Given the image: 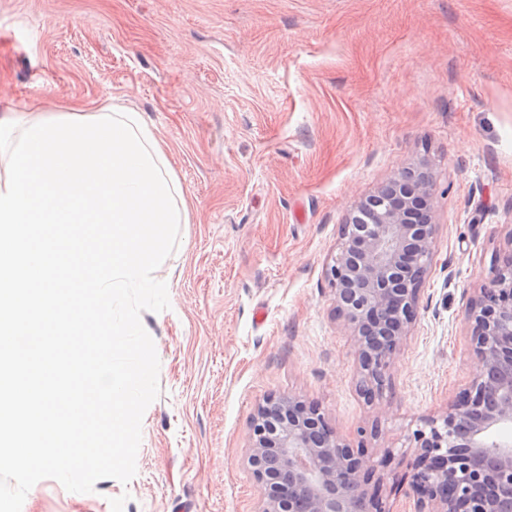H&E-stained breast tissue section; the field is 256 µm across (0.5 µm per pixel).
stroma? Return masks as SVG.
<instances>
[{
  "instance_id": "stroma-1",
  "label": "stroma",
  "mask_w": 512,
  "mask_h": 512,
  "mask_svg": "<svg viewBox=\"0 0 512 512\" xmlns=\"http://www.w3.org/2000/svg\"><path fill=\"white\" fill-rule=\"evenodd\" d=\"M142 113L189 221L141 323L160 361L137 473L47 478L22 512H259L251 422L317 404L413 512V434L468 387L471 298L512 249V0H0V117ZM438 230L379 405L324 269L340 224L410 163Z\"/></svg>"
}]
</instances>
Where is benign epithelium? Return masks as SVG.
I'll use <instances>...</instances> for the list:
<instances>
[{
	"label": "benign epithelium",
	"mask_w": 512,
	"mask_h": 512,
	"mask_svg": "<svg viewBox=\"0 0 512 512\" xmlns=\"http://www.w3.org/2000/svg\"><path fill=\"white\" fill-rule=\"evenodd\" d=\"M434 178L425 164L402 169L340 226L325 267L335 314L357 342L358 389L380 397L413 324L437 232ZM466 320L476 365L470 383L414 433V512H512V253L471 299ZM249 465L259 512H381L368 492L373 465L340 442L320 409L268 397L252 421Z\"/></svg>",
	"instance_id": "benign-epithelium-1"
}]
</instances>
